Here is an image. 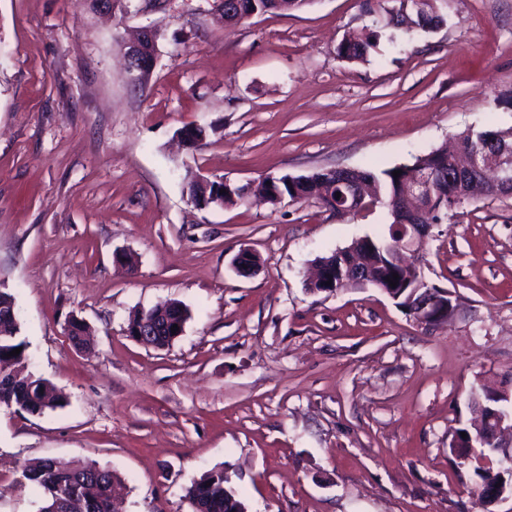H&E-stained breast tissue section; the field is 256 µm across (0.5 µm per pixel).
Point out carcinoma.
I'll return each mask as SVG.
<instances>
[{"mask_svg": "<svg viewBox=\"0 0 512 512\" xmlns=\"http://www.w3.org/2000/svg\"><path fill=\"white\" fill-rule=\"evenodd\" d=\"M248 8L259 14L268 12H288L300 10L307 6L311 0H246ZM399 7L391 15L388 25L410 31L414 28L424 32L438 25L444 20L439 12V6L446 4L447 0H424L419 9H408L405 0H396ZM376 34L359 41H346L338 48V53L349 60L366 59L369 50L374 47ZM492 135L497 139L502 150L493 154L491 164L496 167H512V127L501 130H486L480 132H467L461 135L464 142L477 143L482 137ZM460 158L446 149H436L427 154L414 158L411 165H400L380 172L373 170H360L352 173L355 179H366L372 185V197L375 201L383 203L389 212L396 210L408 214L418 208L419 200L405 195L407 183L419 175L427 177L432 185L434 203L430 207L432 215L429 219L436 222L448 217V208L459 207L465 203L477 202L493 196L507 195L512 192V183L498 189H487L474 196L470 194L471 185H460L449 181L455 171ZM401 171L397 177L393 172ZM198 174L190 169L185 170L183 188L198 207L206 204L221 205L235 204L244 200L239 188L233 184L224 185L216 182L211 187L208 196L204 197L197 191ZM225 193H220V189ZM302 191L300 199L312 198L323 207L334 210L335 202L339 201L337 192L342 190L338 179L328 169L319 170L306 175L305 184H294L289 176L267 177L258 182L253 193L267 199L272 205L282 202L284 197L294 198L297 191ZM397 218H392L388 234L380 237L363 238L357 243V260L360 261L362 277H346L340 288H358L364 285L378 288L390 287L389 279H395V295L399 296L397 305L408 306L414 289L426 288L422 269L411 266L401 268L390 260V249L402 239L400 229L394 227ZM18 323L14 297L0 290V405L15 407L32 415H41L49 409L62 404L61 391L50 381L35 375L28 370L26 355L23 348L26 342L19 336ZM22 348L16 356L9 355L15 348ZM471 403L477 407L488 410L508 411L512 409V394L506 389H495L485 384L479 385L471 393ZM474 442V435L468 433L466 437L458 438L450 444L451 453L456 459L465 461L469 458ZM22 477L28 483L41 491L38 512H52L56 500L69 501V512H109V499L113 485L119 482V477L108 468L99 466L93 461L75 460L66 466H60L52 460H43L23 468ZM501 483L507 496H512V481L502 480L499 472L492 468H478L474 471V482L477 489H482L490 480ZM230 497L244 508L246 504L229 481L224 479V471L213 470L199 479L193 481L186 488L185 497L190 504H198V512H228L224 509V497Z\"/></svg>", "mask_w": 512, "mask_h": 512, "instance_id": "obj_1", "label": "carcinoma"}]
</instances>
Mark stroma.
<instances>
[{"instance_id": "stroma-1", "label": "stroma", "mask_w": 512, "mask_h": 512, "mask_svg": "<svg viewBox=\"0 0 512 512\" xmlns=\"http://www.w3.org/2000/svg\"><path fill=\"white\" fill-rule=\"evenodd\" d=\"M366 3L228 28L218 0H0V290L29 370L64 394L41 415L0 406V512H37L21 471L43 458L112 469L125 512H191L186 487L218 469L248 512H485L478 459L449 444L475 387L512 382V195L433 228L418 262L462 311L428 330L375 288L307 289L315 258L387 233L383 205L199 208L182 185L188 168L236 185L388 169L512 127V0H448L430 32ZM148 25L159 55L134 86L119 42ZM365 31L367 60L339 55ZM192 124L217 131L179 147ZM245 249L251 276L231 267ZM169 300L189 312L169 347L127 336Z\"/></svg>"}]
</instances>
